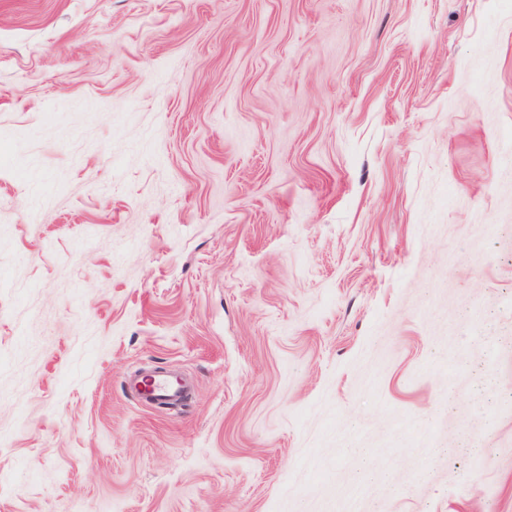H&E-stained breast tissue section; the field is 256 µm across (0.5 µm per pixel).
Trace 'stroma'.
Here are the masks:
<instances>
[{
  "mask_svg": "<svg viewBox=\"0 0 512 512\" xmlns=\"http://www.w3.org/2000/svg\"><path fill=\"white\" fill-rule=\"evenodd\" d=\"M0 512H512V0H0ZM138 385L143 389V397L157 407L172 406L181 398L182 388L179 382L167 376L165 372L140 378Z\"/></svg>",
  "mask_w": 512,
  "mask_h": 512,
  "instance_id": "35a3bbf8",
  "label": "stroma"
}]
</instances>
